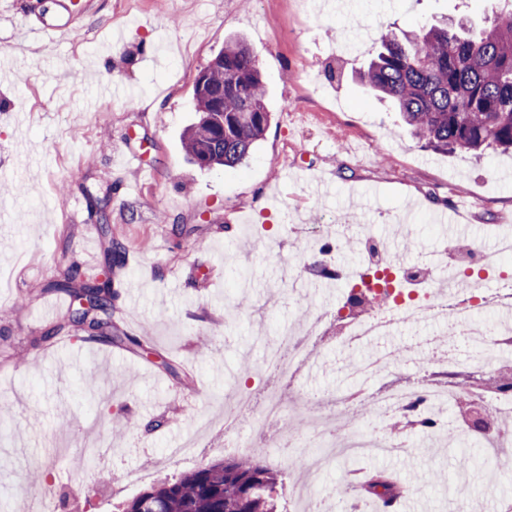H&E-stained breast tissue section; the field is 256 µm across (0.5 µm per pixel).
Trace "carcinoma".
Listing matches in <instances>:
<instances>
[{"label": "carcinoma", "instance_id": "carcinoma-1", "mask_svg": "<svg viewBox=\"0 0 512 512\" xmlns=\"http://www.w3.org/2000/svg\"><path fill=\"white\" fill-rule=\"evenodd\" d=\"M490 26L477 33L463 27H431L402 36L386 30L381 49L362 83L389 99L401 120L437 151L512 149V0H496ZM204 86H193L195 122L183 148L201 169L235 168L267 131L265 86L256 55L244 42L224 44L205 69ZM109 268H121L126 250L108 240ZM48 289L76 300L92 297L105 329L96 340L136 352L143 339L118 334L112 325L116 292L109 281L87 278L69 263ZM278 477L261 457L217 461L165 478L117 505V512H278ZM388 503L398 487L386 476L368 484L369 493Z\"/></svg>", "mask_w": 512, "mask_h": 512}]
</instances>
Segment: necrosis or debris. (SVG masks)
<instances>
[{"mask_svg":"<svg viewBox=\"0 0 512 512\" xmlns=\"http://www.w3.org/2000/svg\"><path fill=\"white\" fill-rule=\"evenodd\" d=\"M357 247L363 259L359 264L347 265L334 258L315 260L308 267V274L315 279L336 280L344 287L343 298L334 310L312 315L301 330L284 331L270 347L264 367L267 372L290 378L316 358L313 345L315 337L328 329H335L336 338L344 350L355 351L371 345L383 336H391L404 323L435 322L442 329L434 336L441 349L433 360V382L417 388L392 382L396 351L372 353L357 363L350 371L351 378L364 381L378 378L376 388L365 392H337L335 401L314 400L310 396L285 397L271 391L261 415L250 409L251 394L239 390L235 407L224 416V437L230 440L233 450L245 455L254 454L257 447H269L276 442L291 447V455H272L275 464L288 467L302 462L311 476H318L322 469L340 457L343 452H355L377 446L388 453L401 452L403 445L395 433L383 430L374 436L356 428H349L341 419L342 408L354 402L368 403L376 415L401 418L419 412L421 418L433 421L435 427L447 426V418L437 411L440 404L461 396L469 397L473 404L486 406L495 419L487 428L489 447H512V392L488 393L472 384L463 374L448 347L455 335L469 337L473 343H483L484 326L478 323L479 312L488 307L512 310V271L489 259L483 245L475 239L452 242L445 247L447 258L459 289L448 294L438 290L436 274L425 265L394 263L391 245L387 240L372 234H363L351 240L337 234L336 247L343 250ZM497 281L496 294H488L485 285ZM373 296L380 301L378 311L367 313L351 305V298ZM298 421L301 434H309L313 443L299 449V437L286 435L285 431L267 434L262 441L245 436V426L256 422Z\"/></svg>","mask_w":512,"mask_h":512,"instance_id":"necrosis-or-debris-1","label":"necrosis or debris"}]
</instances>
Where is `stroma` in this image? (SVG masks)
I'll return each instance as SVG.
<instances>
[{"label":"stroma","instance_id":"stroma-1","mask_svg":"<svg viewBox=\"0 0 512 512\" xmlns=\"http://www.w3.org/2000/svg\"><path fill=\"white\" fill-rule=\"evenodd\" d=\"M49 2L0 0V512H22L25 474L50 447L58 512H113L157 480L232 459L228 383L263 395L267 339L339 300L319 285L280 287L283 271L311 262L306 235L354 224L396 239L412 264L443 246L431 216L452 205L468 236L492 245L512 225V156L433 151L356 78L383 27H479L489 0H88L79 41L17 51L25 11ZM237 38L257 55L270 126L247 163L202 170L182 147L193 82ZM127 151L141 168L123 163ZM104 219L125 267H106ZM64 254L88 274L111 271L115 323L146 337L145 350L102 356L68 323L69 297L45 289ZM54 324L57 339L42 343ZM435 330L410 323L377 347L405 351L398 370L422 382ZM353 360L328 339L299 385L354 388ZM399 433L405 456L329 467L324 492L349 485L360 512H376L358 483L384 473L407 488L411 512L512 501V452L493 454L477 430Z\"/></svg>","mask_w":512,"mask_h":512}]
</instances>
